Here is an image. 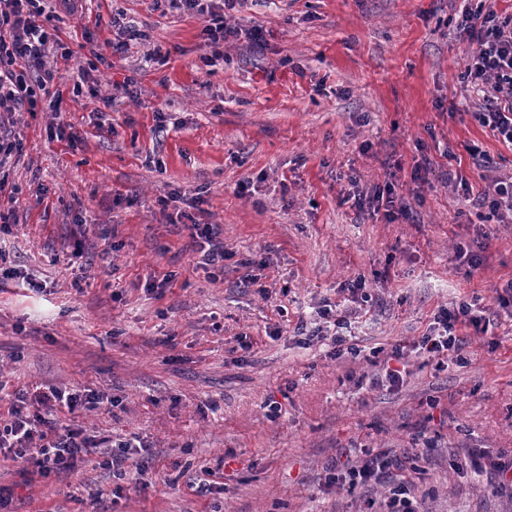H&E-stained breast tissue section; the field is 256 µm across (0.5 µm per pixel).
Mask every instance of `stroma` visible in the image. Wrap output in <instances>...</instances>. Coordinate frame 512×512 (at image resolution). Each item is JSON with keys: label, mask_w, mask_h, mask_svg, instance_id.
<instances>
[{"label": "stroma", "mask_w": 512, "mask_h": 512, "mask_svg": "<svg viewBox=\"0 0 512 512\" xmlns=\"http://www.w3.org/2000/svg\"><path fill=\"white\" fill-rule=\"evenodd\" d=\"M467 4L248 0L213 57L201 16L153 0H92L82 24L58 10L71 54L45 65L59 98L0 114L20 142L0 171V381L103 393L82 420L100 456L135 433L157 461L144 490L95 465L30 482L0 465L7 512H386L391 478L353 486L327 465L417 440L433 447L416 461L420 512H512V488L469 467L470 451H512V317L463 360L413 354L398 389L373 383L439 307L492 304L512 281V223L482 218L456 183L512 176V149L474 118L455 36ZM117 14L144 39L123 47ZM389 185L408 217L346 200ZM174 192L218 225L223 265L198 264ZM460 243L481 260L469 278ZM355 279L366 305L343 289ZM329 302L355 310L358 357L294 337Z\"/></svg>", "instance_id": "35a3bbf8"}]
</instances>
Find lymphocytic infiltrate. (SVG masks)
I'll return each instance as SVG.
<instances>
[{"mask_svg": "<svg viewBox=\"0 0 512 512\" xmlns=\"http://www.w3.org/2000/svg\"><path fill=\"white\" fill-rule=\"evenodd\" d=\"M168 8L203 16L207 45L216 46L237 37L238 31L224 22L226 12L239 9L245 0H163ZM55 7L49 0H0V110L18 108L35 111L48 95L54 80L44 60L50 47L59 45L54 31ZM460 41L470 47L465 73L472 88L482 93L485 108L475 118L503 145L512 147V14H498L483 5L466 8L457 26ZM488 305L481 299L464 302L453 309L439 310L428 331L409 343H396L388 355L390 363L380 377L387 387L403 385L407 374L402 363L407 350L428 355L438 365L463 359L471 334L486 331L490 322ZM351 319L344 309H318L313 340L329 346L339 357L354 353L348 344ZM0 383V401L8 403L0 414V462L22 466L25 474L49 478L73 473L92 463L96 448L94 436L85 428L60 426L57 414L93 412L102 408L103 395L92 390L61 389L45 386L32 392L5 394ZM419 448L405 449L402 457L384 451L370 454L360 465L333 460L329 468L347 471L353 483L380 482L391 471L401 469L403 460L422 456ZM156 458L149 445L134 439L120 441L103 465L113 477L129 480L135 488L150 484L149 475Z\"/></svg>", "mask_w": 512, "mask_h": 512, "instance_id": "f902f5d3", "label": "lymphocytic infiltrate"}]
</instances>
